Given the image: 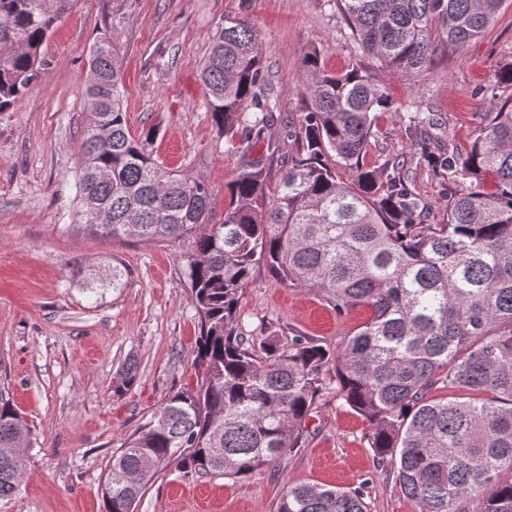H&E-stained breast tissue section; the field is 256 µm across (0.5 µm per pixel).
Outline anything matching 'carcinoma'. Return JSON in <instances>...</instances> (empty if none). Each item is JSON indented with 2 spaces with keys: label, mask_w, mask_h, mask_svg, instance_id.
Segmentation results:
<instances>
[{
  "label": "carcinoma",
  "mask_w": 512,
  "mask_h": 512,
  "mask_svg": "<svg viewBox=\"0 0 512 512\" xmlns=\"http://www.w3.org/2000/svg\"><path fill=\"white\" fill-rule=\"evenodd\" d=\"M73 2L0 0V111L44 73L41 47ZM502 3L336 0V8L365 55L414 77L432 65L437 32L444 48L460 49L495 24ZM304 68L309 103L285 131L298 154L272 186L265 158L279 145L265 138L274 108L256 92L262 43L249 21L224 20L200 82L241 167L214 224L206 179L167 169L129 131L110 37L90 47L77 217L103 238L184 246L200 322L196 386L176 392L112 452L106 512H134L171 462L197 478H246L270 466L301 443L302 423L333 380L343 405L369 424L376 467L396 472L416 512H470L475 498L479 512H512V94L497 98L464 155L432 151L424 131L433 118L404 108L415 153L461 185L448 195L446 222L426 224L404 177L406 156L379 172L363 164L378 113L391 109L385 86L358 65L330 73L315 54ZM99 210L110 223H93ZM260 263L317 289L340 316L368 315L334 352L304 336L286 345L244 336L240 293ZM438 389L450 397L434 398ZM29 444L22 417L0 395V497L18 488ZM278 512L368 509L358 491L306 484L287 487Z\"/></svg>",
  "instance_id": "cac0c4a2"
}]
</instances>
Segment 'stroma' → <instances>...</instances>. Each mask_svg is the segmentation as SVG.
Listing matches in <instances>:
<instances>
[{"instance_id":"stroma-1","label":"stroma","mask_w":512,"mask_h":512,"mask_svg":"<svg viewBox=\"0 0 512 512\" xmlns=\"http://www.w3.org/2000/svg\"><path fill=\"white\" fill-rule=\"evenodd\" d=\"M251 21L263 44L261 93L279 120L266 132L280 150L268 160L278 179L296 145L285 137L307 103L304 58L318 53L330 72L364 66L385 83L395 105L381 114L366 162L378 168L407 151V117L415 102L434 114L442 145L465 150L484 122L499 66L512 63V0L483 35L438 53L414 78L388 73L364 56L331 0H75L42 47L48 68L14 105L0 112V394L30 432L18 490L0 512H105L100 488L112 453L163 406L194 386L199 320L172 243L100 237L75 220L76 170L89 122L84 108L88 55L99 33L119 54L123 106L133 136L172 170L199 174L222 221L228 186L241 165L204 104L198 73L225 18ZM405 173L426 203L431 224L446 222L449 174L420 159ZM126 272L111 287L113 266ZM366 317L340 316L314 289L299 288L256 266L238 304V329L305 336L335 349ZM136 379L114 393L128 361ZM298 448L240 479L188 480L161 468L135 512H277L286 486L320 484L361 491L368 512H413L393 471L377 470L368 425L336 390L319 399Z\"/></svg>"}]
</instances>
